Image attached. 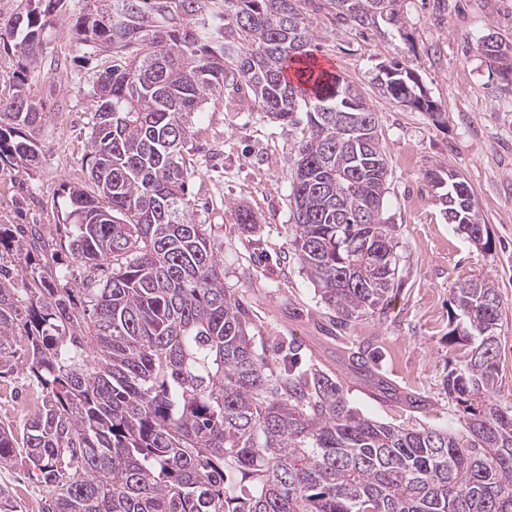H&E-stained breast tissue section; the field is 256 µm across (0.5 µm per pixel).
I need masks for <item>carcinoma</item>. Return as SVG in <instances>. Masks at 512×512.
<instances>
[{
    "instance_id": "cac0c4a2",
    "label": "carcinoma",
    "mask_w": 512,
    "mask_h": 512,
    "mask_svg": "<svg viewBox=\"0 0 512 512\" xmlns=\"http://www.w3.org/2000/svg\"><path fill=\"white\" fill-rule=\"evenodd\" d=\"M84 0L74 51L100 60L93 85L90 185L62 183L58 223L1 224L0 376L23 366L40 388L25 459L42 512H512V405L495 399L501 297L483 278L452 290L444 378L464 423L452 432L365 417L320 369L258 355L248 310L224 289V258L196 222L192 115L231 87L290 127L295 256L322 302L348 322L384 310L396 279L383 222L389 164L377 113L339 74H315L310 11L400 27L401 0ZM63 0H20L0 47L43 61ZM478 49L512 79V45ZM394 101L436 113L413 73L383 66ZM17 78L0 97V165L41 161L50 117ZM33 103L35 111L22 109ZM427 177L448 223L482 229L453 171ZM84 269L59 283L58 258ZM0 426V469L18 464Z\"/></svg>"
}]
</instances>
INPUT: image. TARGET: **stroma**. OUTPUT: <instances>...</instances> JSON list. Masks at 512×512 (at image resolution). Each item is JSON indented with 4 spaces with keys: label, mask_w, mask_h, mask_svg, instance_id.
Masks as SVG:
<instances>
[{
    "label": "stroma",
    "mask_w": 512,
    "mask_h": 512,
    "mask_svg": "<svg viewBox=\"0 0 512 512\" xmlns=\"http://www.w3.org/2000/svg\"><path fill=\"white\" fill-rule=\"evenodd\" d=\"M402 28H361L313 14L319 53L353 82L379 117L389 190L382 217L397 242L396 290L383 312L336 326L294 254L289 205L290 152L299 129L264 117L247 90H225L195 118L192 153L198 176L191 204L224 257V286L250 313L258 353H294L299 368L323 370L359 413L409 428L457 425L458 407L443 381L454 363L448 344L451 290L484 277L502 297L496 398L512 403V85L477 43L493 35L512 43V0H402ZM47 56L66 63L64 81L35 67L31 95L61 110L42 131L45 156L37 168L0 170V224H42L55 230L54 195L62 181L87 185L93 58H75L62 17L51 16ZM410 69L439 108L430 115L396 103L375 83L379 66ZM456 171L480 207L489 239L481 249L448 224L428 178ZM248 205L259 226L238 224L233 204ZM362 352L371 370L398 391H376L348 361ZM418 391L428 404L409 411L400 394ZM40 395L22 373L0 377V426L22 436ZM22 512H40L44 489L25 464L0 471Z\"/></svg>",
    "instance_id": "35a3bbf8"
}]
</instances>
